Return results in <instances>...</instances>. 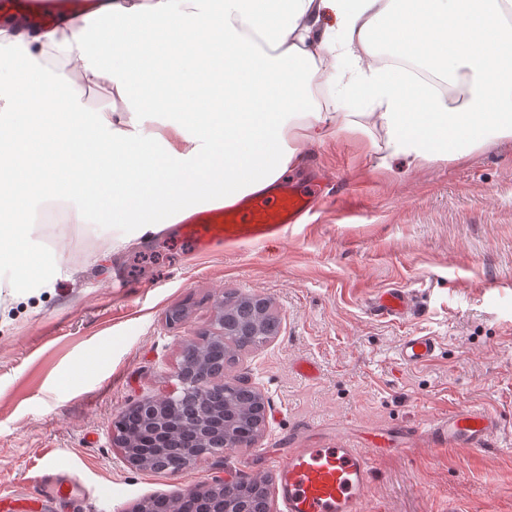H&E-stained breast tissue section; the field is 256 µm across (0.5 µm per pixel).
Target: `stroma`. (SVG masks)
I'll return each instance as SVG.
<instances>
[{"label": "stroma", "mask_w": 512, "mask_h": 512, "mask_svg": "<svg viewBox=\"0 0 512 512\" xmlns=\"http://www.w3.org/2000/svg\"><path fill=\"white\" fill-rule=\"evenodd\" d=\"M287 179L323 193L318 212L275 243L231 252L198 254L174 224L113 252L124 225L88 224L77 238L60 204L36 208L33 266L62 257L66 275L0 302V491L42 489V512H132L222 478L272 488L271 450L298 427L332 446L347 427L424 424L471 405L501 420L483 451L420 438L375 458L363 512H512V140L389 171L368 135L339 131ZM389 288L411 295L403 319L372 308ZM228 293L268 298L280 322L228 371L264 394L263 435L175 474L127 468L112 444L118 414L176 390L183 347L215 332ZM175 308L184 322L169 323ZM406 336L434 338L435 358L403 366ZM300 361L316 376L299 375ZM60 481L90 491L89 503L56 496Z\"/></svg>", "instance_id": "stroma-1"}]
</instances>
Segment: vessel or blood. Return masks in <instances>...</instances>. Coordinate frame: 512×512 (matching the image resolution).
<instances>
[{
  "label": "vessel or blood",
  "mask_w": 512,
  "mask_h": 512,
  "mask_svg": "<svg viewBox=\"0 0 512 512\" xmlns=\"http://www.w3.org/2000/svg\"><path fill=\"white\" fill-rule=\"evenodd\" d=\"M72 0H0L15 21L32 24L56 12ZM319 202L315 192L294 185L281 187L272 196H250L231 207L198 211L179 231L198 251L215 246L233 251L247 244L262 245L287 235ZM410 307L401 288L380 292L374 302L377 314L403 317ZM435 341L427 336L406 337L399 347V360L416 368L430 362ZM500 421L496 414L479 407L449 412L444 419L418 428L419 436L453 448L479 451L486 448ZM390 446L386 437L373 436L367 443L329 448L322 445H291L277 470V495L283 512H361L373 478L372 459Z\"/></svg>",
  "instance_id": "obj_1"
}]
</instances>
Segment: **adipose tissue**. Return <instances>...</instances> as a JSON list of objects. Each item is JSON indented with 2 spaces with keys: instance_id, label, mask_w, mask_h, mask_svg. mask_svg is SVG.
Listing matches in <instances>:
<instances>
[{
  "instance_id": "ef3b65f1",
  "label": "adipose tissue",
  "mask_w": 512,
  "mask_h": 512,
  "mask_svg": "<svg viewBox=\"0 0 512 512\" xmlns=\"http://www.w3.org/2000/svg\"><path fill=\"white\" fill-rule=\"evenodd\" d=\"M508 10L512 0H86L24 35L0 27L14 60L0 126L37 127L0 147V245L26 274V218L48 195L80 198L68 223L142 235L273 193L339 130H378L384 168L512 140ZM90 87L108 92L107 109H87Z\"/></svg>"
}]
</instances>
